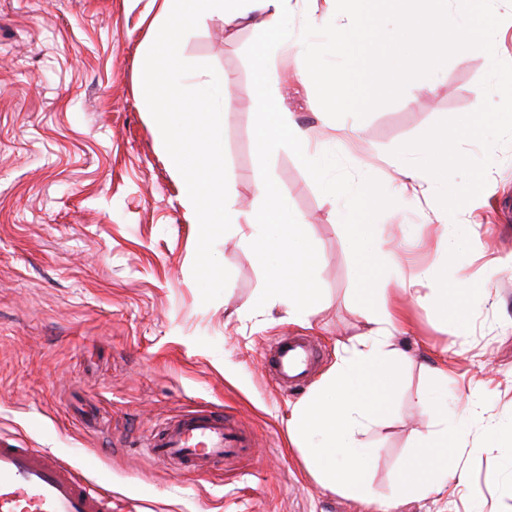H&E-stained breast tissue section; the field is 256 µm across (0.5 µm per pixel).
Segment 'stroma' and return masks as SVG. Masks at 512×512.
<instances>
[{"mask_svg":"<svg viewBox=\"0 0 512 512\" xmlns=\"http://www.w3.org/2000/svg\"><path fill=\"white\" fill-rule=\"evenodd\" d=\"M488 7L499 26L496 54L479 40L449 50L433 75L365 109L330 106L312 87L285 89L302 128L322 138L348 129L337 178L357 186L366 166L391 192L390 158L415 160L449 116L484 106L512 113L511 95L484 106L476 96L492 76L512 79V0ZM157 11L155 0H0V441L51 451L111 496L112 512H373L315 483L288 429L307 391L280 390L264 357L279 337L311 339L315 384L368 331L354 305L345 213L294 150H255V22L216 18L192 31L182 57L208 59L235 80L224 180L238 209L260 205L257 177L275 179L318 256L324 303L312 327L278 307L253 310L267 271L247 252V225L200 241L140 106L141 52ZM456 150L465 163L451 179L465 198L433 185L422 205L375 219L400 262L386 300L403 316L391 342L405 355L390 412L365 434L376 491L391 495L400 462L438 421L415 405L417 391L435 384L433 369L448 375L449 411L468 404L474 414L455 459L465 482L393 512H512V496L500 490L512 470L480 447L487 424L512 419V128H488ZM447 221L476 225L481 242L463 260L465 275L485 286L470 302L464 336L395 287L420 269H444ZM208 253L213 280L201 271ZM193 409L224 413L252 432V448L207 473L156 461L147 439Z\"/></svg>","mask_w":512,"mask_h":512,"instance_id":"35a3bbf8","label":"stroma"}]
</instances>
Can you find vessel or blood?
<instances>
[{"instance_id":"1","label":"vessel or blood","mask_w":512,"mask_h":512,"mask_svg":"<svg viewBox=\"0 0 512 512\" xmlns=\"http://www.w3.org/2000/svg\"><path fill=\"white\" fill-rule=\"evenodd\" d=\"M314 348L282 338L269 360L280 385L300 388L311 376ZM250 438L207 409L187 411L159 429L147 443L151 456L194 472L222 466L225 458L249 450ZM0 512H112V500L75 468L43 448L0 442Z\"/></svg>"}]
</instances>
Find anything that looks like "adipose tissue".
<instances>
[{"instance_id":"ef3b65f1","label":"adipose tissue","mask_w":512,"mask_h":512,"mask_svg":"<svg viewBox=\"0 0 512 512\" xmlns=\"http://www.w3.org/2000/svg\"><path fill=\"white\" fill-rule=\"evenodd\" d=\"M322 18H301L304 38L291 26L292 0H163L155 34L142 58L141 105L150 112L155 137L164 148L180 189V199L203 237L215 226L247 224L251 254L271 269L263 300L284 306L286 319L310 324L320 295L313 279L317 256L308 244L302 221L279 200L276 183L256 182L262 199L242 216L224 183V108L231 100L232 79L215 72L203 59L184 61L180 46L193 29L220 17L225 23L259 11L256 54L257 91L250 108L256 116L255 147L265 153L277 145L293 147L320 182L324 194L343 203L342 230L357 266L356 310L370 330L322 381L291 411V433L323 488L366 504L378 502L370 472L374 450L363 439L383 419L402 361L390 338L391 312L378 308L376 295L387 286L386 273L395 260L383 250L372 219L389 206L414 203L418 187L438 183L461 164L455 143L475 139L498 125V112H476L470 119L449 118L431 130L418 147L421 162L396 158L390 165L399 176L393 193L380 195L369 170H361V190L349 197L343 181L329 177L341 140L326 138L320 152L309 149L311 136L301 130L284 105L278 85L286 79H316L325 99L347 109L364 107L378 96L399 91L415 73L436 69L449 47L464 48L480 35L495 32L497 23L487 0H325ZM396 26L378 27L382 16ZM290 56L291 74L276 73L278 56ZM440 310L448 311L458 335H466V302L481 291L462 274L451 276L427 268L417 275ZM445 388L419 394L418 408L439 416L436 429L414 447L400 468L394 499L407 502L446 492L449 481L463 480L453 464L462 447L466 414L449 415Z\"/></svg>"}]
</instances>
